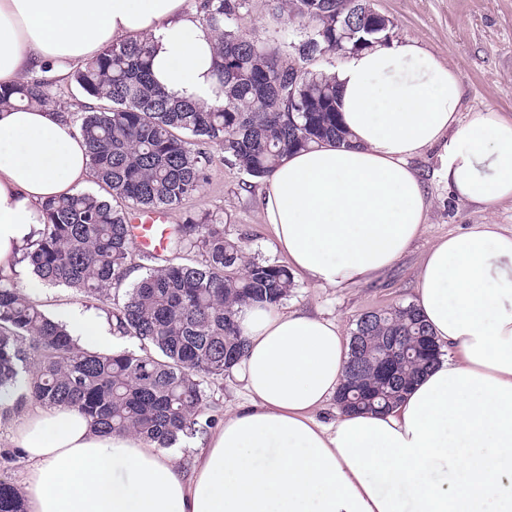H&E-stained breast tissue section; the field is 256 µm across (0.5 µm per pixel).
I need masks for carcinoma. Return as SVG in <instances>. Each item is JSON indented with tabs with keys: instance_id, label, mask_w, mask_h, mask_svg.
I'll use <instances>...</instances> for the list:
<instances>
[{
	"instance_id": "carcinoma-1",
	"label": "carcinoma",
	"mask_w": 512,
	"mask_h": 512,
	"mask_svg": "<svg viewBox=\"0 0 512 512\" xmlns=\"http://www.w3.org/2000/svg\"><path fill=\"white\" fill-rule=\"evenodd\" d=\"M269 9L307 24L301 40L313 55L358 50L349 32L365 34L363 0H267ZM254 0H199L197 11L215 32L214 65L224 103L177 98L152 75L146 40L104 47L73 79L95 101L72 113L88 147L91 176L112 200L89 192L48 200L45 223L23 259L44 285H66L99 302L112 333L132 336L136 350L91 352L17 276L0 275V396L17 388L44 406L78 411L104 433H134L160 448L207 432L202 418L208 386L224 379L245 355L237 320L243 306H279L295 288L288 268L250 259L242 242L226 237L224 215L205 211L174 227L161 253L134 251L129 211L167 209L201 193L211 156L199 143H215L224 161L252 179L269 177L291 153L346 138L336 110V83L288 57L289 40L270 46L239 26ZM293 109H288V89ZM14 102L60 108L44 77L0 86V107ZM141 278L123 288L131 270ZM351 336L364 364L358 393L345 375L336 403L344 411H381L396 404L438 360L440 346L412 305L359 319ZM393 336L411 344L386 380L372 356ZM0 512H25L20 490L0 474Z\"/></svg>"
}]
</instances>
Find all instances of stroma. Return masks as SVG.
Returning a JSON list of instances; mask_svg holds the SVG:
<instances>
[{"label":"stroma","instance_id":"obj_1","mask_svg":"<svg viewBox=\"0 0 512 512\" xmlns=\"http://www.w3.org/2000/svg\"><path fill=\"white\" fill-rule=\"evenodd\" d=\"M373 6L391 21L392 37L415 39L456 67L463 88L462 114L489 109L512 117V0H373ZM204 149L213 159L209 182L200 195L170 210L171 224L206 210L218 211L228 218L226 234L241 239L248 255L280 260L272 231L262 220L261 184L247 185L246 175L225 162L219 145L208 143ZM440 154L435 145L410 160L427 190L428 225L394 266L349 287L314 288L298 282L284 308L336 319L342 333L350 334L361 314L412 303L419 266L439 238L474 224L511 229V201L483 210L450 193L440 176ZM36 294L54 317L100 308L98 302L65 286H44Z\"/></svg>","mask_w":512,"mask_h":512}]
</instances>
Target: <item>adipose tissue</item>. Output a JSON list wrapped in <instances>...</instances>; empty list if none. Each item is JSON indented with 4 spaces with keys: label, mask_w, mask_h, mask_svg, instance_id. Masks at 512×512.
<instances>
[{
    "label": "adipose tissue",
    "mask_w": 512,
    "mask_h": 512,
    "mask_svg": "<svg viewBox=\"0 0 512 512\" xmlns=\"http://www.w3.org/2000/svg\"><path fill=\"white\" fill-rule=\"evenodd\" d=\"M153 46L169 93L214 104L216 35L185 0H0V84L65 76L109 43ZM348 134L288 155L267 180L262 216L292 273L317 288L392 267L427 228L408 164L441 145L454 196L488 209L512 200V118L461 116L455 69L412 39L349 54L334 72ZM90 178L68 113L0 107V274L21 272L43 207ZM415 306L444 353L382 413H319L344 379L336 320L259 306L238 313L241 403L197 444L176 448L94 430L76 410L5 396L10 444L27 462L26 512H512V229L476 224L440 238L417 276ZM64 322L83 348L113 340L103 315Z\"/></svg>",
    "instance_id": "adipose-tissue-1"
}]
</instances>
